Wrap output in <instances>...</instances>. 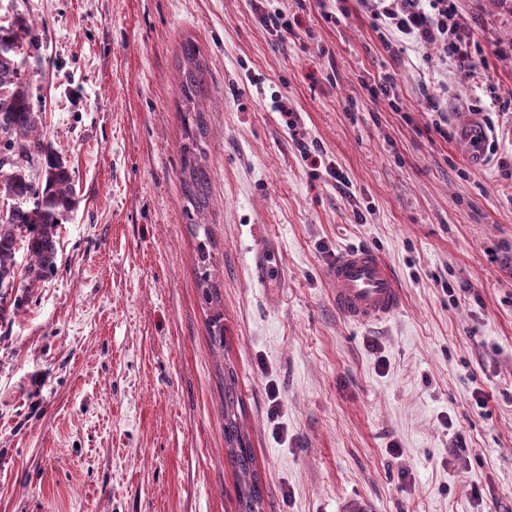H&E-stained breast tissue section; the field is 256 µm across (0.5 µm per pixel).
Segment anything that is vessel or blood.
I'll return each mask as SVG.
<instances>
[{
    "mask_svg": "<svg viewBox=\"0 0 512 512\" xmlns=\"http://www.w3.org/2000/svg\"><path fill=\"white\" fill-rule=\"evenodd\" d=\"M338 312L355 323H369L394 314L401 302L386 263L367 248L340 251L325 269Z\"/></svg>",
    "mask_w": 512,
    "mask_h": 512,
    "instance_id": "b4317fda",
    "label": "vessel or blood"
}]
</instances>
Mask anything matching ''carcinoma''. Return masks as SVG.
<instances>
[{"label": "carcinoma", "instance_id": "1", "mask_svg": "<svg viewBox=\"0 0 512 512\" xmlns=\"http://www.w3.org/2000/svg\"><path fill=\"white\" fill-rule=\"evenodd\" d=\"M39 57L40 41L28 20L18 18L0 25V198L13 207L0 215V290L20 278L33 285L56 270L58 228L75 205L72 176L63 160L42 138V112L33 105L30 84L24 77L21 49ZM178 89L183 141L180 145V182L183 213L195 242V274L202 303L215 310L210 333L214 347L224 348L220 269L213 242L205 230L212 199V170L208 163V126L199 95L204 84L200 50L192 42L182 46ZM46 159L44 183L31 171ZM25 249L27 266L18 270L16 254ZM234 367L224 366V447L234 467L240 512H260L263 491L250 439L242 421V399Z\"/></svg>", "mask_w": 512, "mask_h": 512}]
</instances>
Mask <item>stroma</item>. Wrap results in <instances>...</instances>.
Returning <instances> with one entry per match:
<instances>
[{
    "label": "stroma",
    "instance_id": "35a3bbf8",
    "mask_svg": "<svg viewBox=\"0 0 512 512\" xmlns=\"http://www.w3.org/2000/svg\"><path fill=\"white\" fill-rule=\"evenodd\" d=\"M457 5L508 95L512 55L493 49L512 0ZM273 6L300 20L288 40L252 0H0V24L37 23L25 75L76 199L56 273L0 319V512L238 510L178 178L188 39L209 70L208 227L264 512H512V112L442 87L435 48L386 50L363 0ZM387 75L393 103L370 94ZM282 97L330 171L302 160ZM355 246L398 283L386 320L336 309L323 271Z\"/></svg>",
    "mask_w": 512,
    "mask_h": 512
}]
</instances>
